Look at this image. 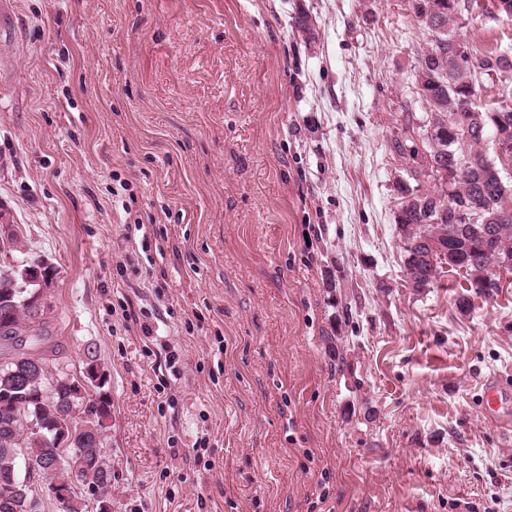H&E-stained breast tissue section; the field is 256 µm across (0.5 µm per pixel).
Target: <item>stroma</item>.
Returning a JSON list of instances; mask_svg holds the SVG:
<instances>
[{
    "instance_id": "1",
    "label": "stroma",
    "mask_w": 512,
    "mask_h": 512,
    "mask_svg": "<svg viewBox=\"0 0 512 512\" xmlns=\"http://www.w3.org/2000/svg\"><path fill=\"white\" fill-rule=\"evenodd\" d=\"M0 15L10 258L56 268L50 372L82 379L90 353L108 374L112 512H512V439L480 405L512 382V272L485 296L453 273L411 288L404 267L392 143L426 118L430 43L405 0ZM459 35L512 51V19Z\"/></svg>"
}]
</instances>
